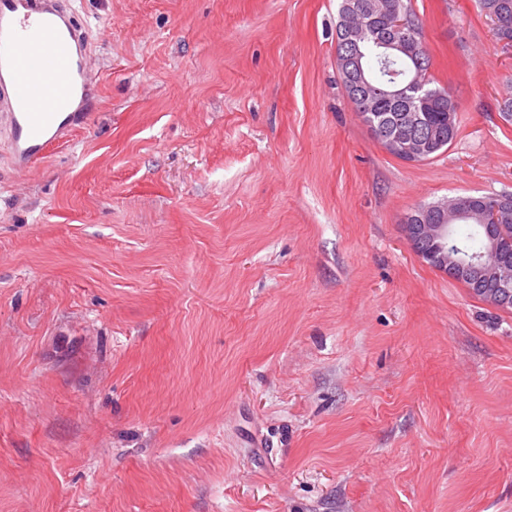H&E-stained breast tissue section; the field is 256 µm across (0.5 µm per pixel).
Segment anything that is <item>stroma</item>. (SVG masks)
I'll list each match as a JSON object with an SVG mask.
<instances>
[{"label":"stroma","mask_w":512,"mask_h":512,"mask_svg":"<svg viewBox=\"0 0 512 512\" xmlns=\"http://www.w3.org/2000/svg\"><path fill=\"white\" fill-rule=\"evenodd\" d=\"M413 4L460 121L422 162L347 98L338 0H78L94 114L0 165V512H512V310L403 230L512 193V49Z\"/></svg>","instance_id":"35a3bbf8"}]
</instances>
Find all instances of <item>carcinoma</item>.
I'll return each instance as SVG.
<instances>
[{
    "label": "carcinoma",
    "mask_w": 512,
    "mask_h": 512,
    "mask_svg": "<svg viewBox=\"0 0 512 512\" xmlns=\"http://www.w3.org/2000/svg\"><path fill=\"white\" fill-rule=\"evenodd\" d=\"M355 2L357 0H340L335 27L336 60L340 61L349 54L360 53L376 77L383 69L395 72L405 69V62L386 59L387 50L377 45L379 41L400 36V32L387 24L384 18L375 15L360 33L352 37L347 35L348 17ZM395 2H397L403 18L412 25L406 34L413 38L415 55L427 70L430 68L431 59L424 43L422 24L417 17L412 0H395ZM476 5L483 14L488 11L498 14L502 21L499 38H507L512 41V0H476ZM432 83L433 79L427 78L420 90L408 92L409 99L403 103L375 100L365 106L354 97V91L346 81H341L348 99L354 104L356 111L374 136L378 137L385 131L401 128L402 113L405 108L409 107L420 113L423 124L430 131L439 137L446 138L448 137V113L458 112V103L447 88L434 87ZM464 210L469 212L470 216L460 223V229L455 233L456 246L465 253L478 252L481 250V243L475 235L472 225L481 223L479 204L470 202L464 207ZM459 282L468 288L474 297L493 306L497 305L499 289L495 288L493 282L486 281L479 287L467 278H461Z\"/></svg>",
    "instance_id": "cac0c4a2"
}]
</instances>
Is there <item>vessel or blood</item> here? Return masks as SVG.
Segmentation results:
<instances>
[{
  "label": "vessel or blood",
  "mask_w": 512,
  "mask_h": 512,
  "mask_svg": "<svg viewBox=\"0 0 512 512\" xmlns=\"http://www.w3.org/2000/svg\"><path fill=\"white\" fill-rule=\"evenodd\" d=\"M90 44L70 0H0V140L17 175L88 123Z\"/></svg>",
  "instance_id": "b4317fda"
}]
</instances>
